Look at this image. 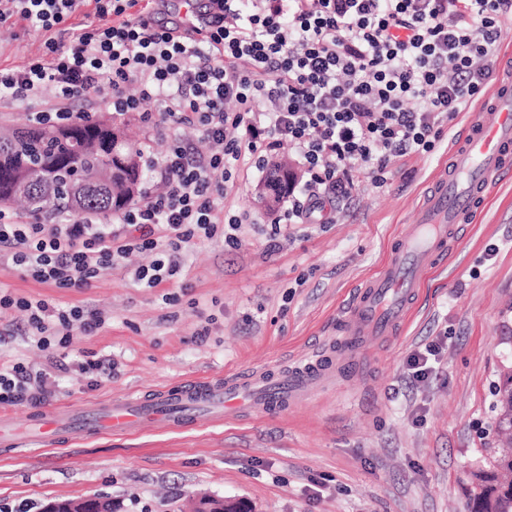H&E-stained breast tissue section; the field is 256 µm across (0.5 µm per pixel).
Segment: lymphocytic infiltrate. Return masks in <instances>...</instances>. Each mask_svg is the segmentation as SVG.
<instances>
[{
    "instance_id": "obj_1",
    "label": "lymphocytic infiltrate",
    "mask_w": 512,
    "mask_h": 512,
    "mask_svg": "<svg viewBox=\"0 0 512 512\" xmlns=\"http://www.w3.org/2000/svg\"><path fill=\"white\" fill-rule=\"evenodd\" d=\"M204 0L203 27L156 20L140 0H0L13 17L46 32L45 52L0 71V98L53 89L72 100L107 94L113 112L189 126L211 149L174 138L152 159L162 191L116 218L60 224L20 221L0 211V255L40 283L88 287L130 253L151 251L134 276L153 288L174 276L183 243L212 238L218 213L245 163H263L288 144L302 160V195L281 224H309L327 204L350 198L354 174L385 180L390 164L428 154L443 126L469 111L495 77L512 0ZM94 19L69 41L54 31L80 14ZM28 335L67 346L64 332L90 333L101 312L59 311L24 300ZM46 373L0 362V403L43 398Z\"/></svg>"
}]
</instances>
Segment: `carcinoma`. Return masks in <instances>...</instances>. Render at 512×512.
I'll list each match as a JSON object with an SVG mask.
<instances>
[{"mask_svg": "<svg viewBox=\"0 0 512 512\" xmlns=\"http://www.w3.org/2000/svg\"><path fill=\"white\" fill-rule=\"evenodd\" d=\"M54 166L55 181L64 189L48 192L31 186L17 200L32 223L49 217L76 218L90 213L102 220L135 203L147 183L141 143L128 137L122 123L73 122L53 126H0V198L11 199L16 179L25 174L29 152ZM78 166L85 174L75 188L65 187L67 168ZM280 176L263 183L262 194L275 210L286 194L292 176L286 162L276 163ZM495 428L512 431V372L495 388ZM477 490L474 512H512V448L487 449L486 464L471 472Z\"/></svg>", "mask_w": 512, "mask_h": 512, "instance_id": "cac0c4a2", "label": "carcinoma"}]
</instances>
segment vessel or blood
<instances>
[{
	"mask_svg": "<svg viewBox=\"0 0 512 512\" xmlns=\"http://www.w3.org/2000/svg\"><path fill=\"white\" fill-rule=\"evenodd\" d=\"M481 106L421 198L417 224L396 237L381 266L357 288L336 340L276 372L227 373L102 405L47 411L31 422L35 440L52 447L76 435L135 433L150 420L184 431L234 421L256 408L281 412L332 381L339 370L337 358L364 359L372 342L406 324L457 225L473 223L512 174V67L498 73Z\"/></svg>",
	"mask_w": 512,
	"mask_h": 512,
	"instance_id": "obj_1",
	"label": "vessel or blood"
}]
</instances>
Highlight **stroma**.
I'll return each instance as SVG.
<instances>
[{
    "instance_id": "stroma-1",
    "label": "stroma",
    "mask_w": 512,
    "mask_h": 512,
    "mask_svg": "<svg viewBox=\"0 0 512 512\" xmlns=\"http://www.w3.org/2000/svg\"><path fill=\"white\" fill-rule=\"evenodd\" d=\"M23 21L0 23V69L43 51ZM476 112L460 113L431 154L396 160L385 185L362 178L322 224H284L269 248L272 212L257 204L264 171L244 167L224 200L251 223L184 244L180 271L147 288L136 252L87 288H57L0 264V359L46 372L51 392L14 405L30 416L141 393L227 371H272L311 354L340 326L358 284L414 223V206ZM103 313V328L74 331L67 347L42 349L22 332L17 302ZM437 343L433 373L413 378L407 360ZM101 360L94 379L82 363ZM512 366V180L475 223L461 225L397 336L345 366L336 386L271 418L136 435L79 439L64 448L0 449V512H43L49 502L101 499L113 512H190L203 493L250 512H467L470 471L496 447L494 389Z\"/></svg>"
}]
</instances>
